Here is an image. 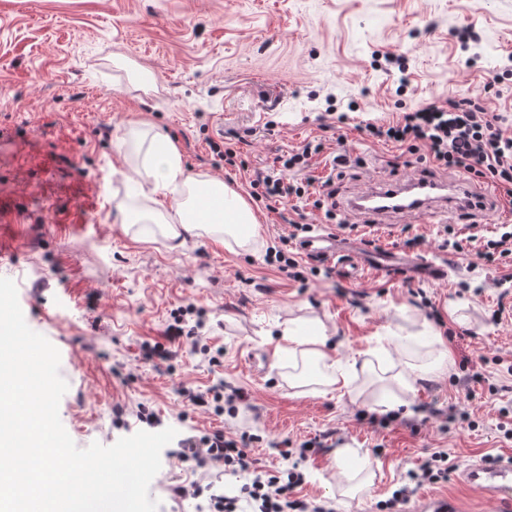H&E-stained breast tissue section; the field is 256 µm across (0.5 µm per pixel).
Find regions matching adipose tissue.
<instances>
[{
  "label": "adipose tissue",
  "mask_w": 512,
  "mask_h": 512,
  "mask_svg": "<svg viewBox=\"0 0 512 512\" xmlns=\"http://www.w3.org/2000/svg\"><path fill=\"white\" fill-rule=\"evenodd\" d=\"M145 164L154 179V189H165L175 182L183 187L182 193L170 197L164 216L165 231L175 246H183L187 238L201 230L225 245L242 249L258 241L259 221L248 201L221 179L184 178L179 149L168 135L154 133ZM446 360L447 354L441 350L428 365L402 370L391 364L364 361L360 366L362 373L379 382L382 391L381 398L372 402V409L386 413L403 406L404 396L413 392L415 382L429 375L443 374Z\"/></svg>",
  "instance_id": "adipose-tissue-1"
}]
</instances>
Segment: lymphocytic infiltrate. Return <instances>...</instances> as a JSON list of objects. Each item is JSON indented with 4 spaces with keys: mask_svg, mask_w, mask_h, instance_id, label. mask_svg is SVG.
Instances as JSON below:
<instances>
[{
    "mask_svg": "<svg viewBox=\"0 0 512 512\" xmlns=\"http://www.w3.org/2000/svg\"><path fill=\"white\" fill-rule=\"evenodd\" d=\"M366 129L379 140L423 145L438 165L477 176L491 175L505 195L512 198V135L506 134L500 116L486 112L473 99L434 100L402 113L395 122L370 123ZM312 153V145H304L294 153L277 157L276 167L257 175L253 184L260 188L261 199L277 202L303 196L307 183L291 182L288 175L307 168ZM249 443V437L234 439L216 431L205 435L198 447L184 452V460L194 461L196 466L220 463L225 470L247 477L238 494L211 495L212 512H238L243 504L249 506L250 512H334L330 502L318 504L298 495V488L305 482L302 473L291 470L282 476L257 467L248 451ZM447 477V451L434 452L413 473V486L396 490L387 505L392 508L406 502L414 487L436 484Z\"/></svg>",
    "mask_w": 512,
    "mask_h": 512,
    "instance_id": "f902f5d3",
    "label": "lymphocytic infiltrate"
}]
</instances>
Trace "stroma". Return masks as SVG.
Listing matches in <instances>:
<instances>
[{
    "label": "stroma",
    "mask_w": 512,
    "mask_h": 512,
    "mask_svg": "<svg viewBox=\"0 0 512 512\" xmlns=\"http://www.w3.org/2000/svg\"><path fill=\"white\" fill-rule=\"evenodd\" d=\"M144 68L154 76L149 89ZM491 71L502 80L489 89ZM460 97L479 99L512 130V0H0V242L13 246L0 277L16 283L27 325L60 353L69 388L59 417L74 443L132 435L142 408L179 439L247 432L260 466L298 467L300 495L331 501L335 512H384L408 473L444 450L448 479L436 492L457 496L464 512H496L459 477L478 461L512 464V294L496 286L512 274V258L478 254L479 237L512 225V205L492 178L472 177L492 208L454 219L455 234L469 240L461 253L440 249L442 227L426 217H393L394 232L380 234L345 205L385 178L462 177L426 149L373 140L364 128ZM147 122L178 145L187 175L220 178L247 197L256 172L321 141L306 174L332 179L342 228L312 199L292 197L255 203L261 231L251 250L205 235L173 248L156 203L123 177L143 163ZM214 142L235 151L236 165L212 152ZM338 154L347 165L334 166ZM139 209L150 219L123 223ZM293 221L394 249L421 236L415 257L447 274L352 278L337 269L293 280L265 260ZM188 304L204 315L206 351L183 338L170 344V361L145 359L143 344L167 342L171 312ZM433 308L450 335L449 367L417 381L416 414L383 428L349 398L289 386L302 359L288 352V328L321 321L330 357L344 365L409 361L431 350L420 329ZM249 354L258 372L245 368ZM221 384L246 396L235 413L192 406L181 393ZM311 439L317 448L296 463L277 449ZM168 448L150 485L157 512H202L207 493L243 483L223 466L179 460L177 442ZM339 466L346 482L332 478ZM194 483L204 496L173 492ZM350 484L359 488L352 497Z\"/></svg>",
    "instance_id": "stroma-1"
}]
</instances>
